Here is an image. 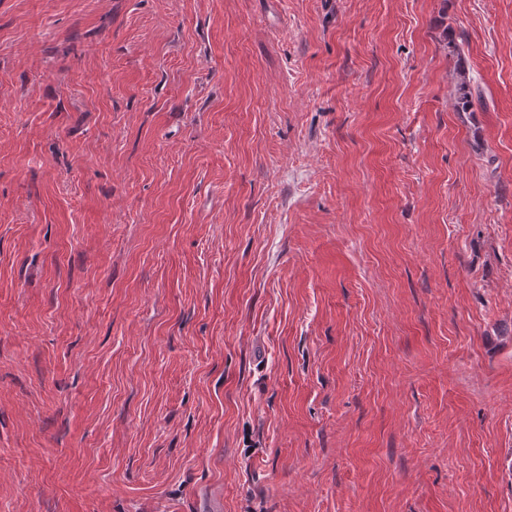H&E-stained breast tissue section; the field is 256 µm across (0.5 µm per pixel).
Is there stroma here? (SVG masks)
Returning a JSON list of instances; mask_svg holds the SVG:
<instances>
[{
  "instance_id": "35a3bbf8",
  "label": "stroma",
  "mask_w": 512,
  "mask_h": 512,
  "mask_svg": "<svg viewBox=\"0 0 512 512\" xmlns=\"http://www.w3.org/2000/svg\"><path fill=\"white\" fill-rule=\"evenodd\" d=\"M0 512H512V0H0Z\"/></svg>"
}]
</instances>
